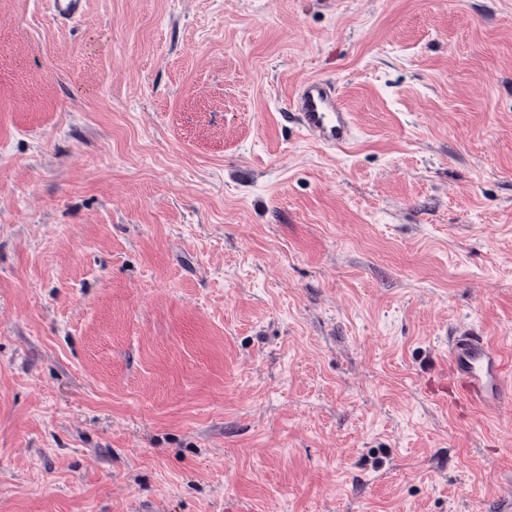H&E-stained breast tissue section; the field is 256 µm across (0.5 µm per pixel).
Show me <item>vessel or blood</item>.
I'll use <instances>...</instances> for the list:
<instances>
[{
    "label": "vessel or blood",
    "mask_w": 512,
    "mask_h": 512,
    "mask_svg": "<svg viewBox=\"0 0 512 512\" xmlns=\"http://www.w3.org/2000/svg\"><path fill=\"white\" fill-rule=\"evenodd\" d=\"M53 17L73 21L83 15L84 0H49ZM291 108L307 139L329 147L351 140V114L329 83L309 80L296 90ZM448 361L456 395L471 407L494 413L512 399V378L508 377L499 351L483 337L463 332L448 340Z\"/></svg>",
    "instance_id": "b4317fda"
}]
</instances>
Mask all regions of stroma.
Listing matches in <instances>:
<instances>
[{"mask_svg":"<svg viewBox=\"0 0 512 512\" xmlns=\"http://www.w3.org/2000/svg\"><path fill=\"white\" fill-rule=\"evenodd\" d=\"M465 331L512 372V0H0V512H512ZM53 17L59 21H74L83 15L84 0H50ZM292 114L307 139L329 147L346 143L353 137L351 114L329 83L309 80L296 90ZM448 361L456 395L491 414L512 399V383L499 351L483 336L463 332L448 339Z\"/></svg>","mask_w":512,"mask_h":512,"instance_id":"stroma-1","label":"stroma"}]
</instances>
